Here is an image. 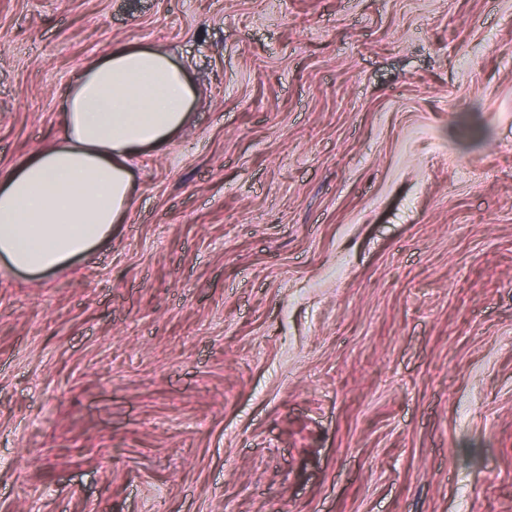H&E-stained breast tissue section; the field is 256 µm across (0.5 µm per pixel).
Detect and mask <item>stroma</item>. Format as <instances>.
Instances as JSON below:
<instances>
[{
	"label": "stroma",
	"instance_id": "stroma-1",
	"mask_svg": "<svg viewBox=\"0 0 512 512\" xmlns=\"http://www.w3.org/2000/svg\"><path fill=\"white\" fill-rule=\"evenodd\" d=\"M119 44L198 96L0 264V512H512V0H0V173Z\"/></svg>",
	"mask_w": 512,
	"mask_h": 512
}]
</instances>
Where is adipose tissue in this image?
<instances>
[{"label": "adipose tissue", "instance_id": "ef3b65f1", "mask_svg": "<svg viewBox=\"0 0 512 512\" xmlns=\"http://www.w3.org/2000/svg\"><path fill=\"white\" fill-rule=\"evenodd\" d=\"M196 96L160 49L118 45L82 67L60 140L0 175V260L38 275L106 241L129 208L134 161L172 143Z\"/></svg>", "mask_w": 512, "mask_h": 512}]
</instances>
